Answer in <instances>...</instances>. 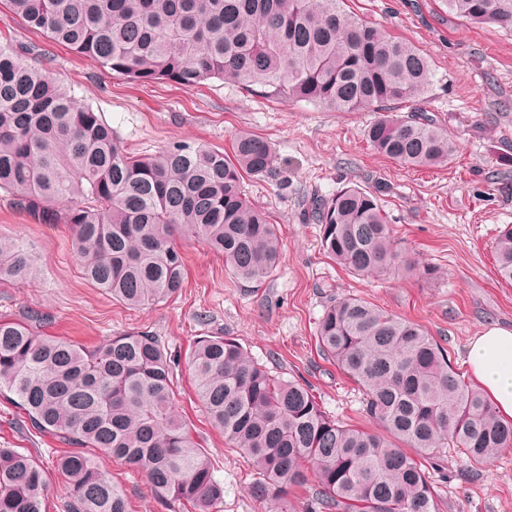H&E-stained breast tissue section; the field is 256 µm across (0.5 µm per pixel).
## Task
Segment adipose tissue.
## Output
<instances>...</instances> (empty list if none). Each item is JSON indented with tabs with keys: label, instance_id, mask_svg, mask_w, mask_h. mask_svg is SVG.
I'll list each match as a JSON object with an SVG mask.
<instances>
[{
	"label": "adipose tissue",
	"instance_id": "1",
	"mask_svg": "<svg viewBox=\"0 0 512 512\" xmlns=\"http://www.w3.org/2000/svg\"><path fill=\"white\" fill-rule=\"evenodd\" d=\"M467 365L499 415L512 420V328L493 325L473 337Z\"/></svg>",
	"mask_w": 512,
	"mask_h": 512
}]
</instances>
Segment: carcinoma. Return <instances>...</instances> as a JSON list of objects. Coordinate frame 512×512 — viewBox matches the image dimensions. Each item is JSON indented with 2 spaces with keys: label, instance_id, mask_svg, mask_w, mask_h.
<instances>
[{
  "label": "carcinoma",
  "instance_id": "1",
  "mask_svg": "<svg viewBox=\"0 0 512 512\" xmlns=\"http://www.w3.org/2000/svg\"><path fill=\"white\" fill-rule=\"evenodd\" d=\"M443 2L471 23L512 30V0ZM6 3L28 27L134 82L268 86L335 112L377 113L366 139L402 166H446L456 153L416 108L433 84L427 57L343 9V0ZM33 54L31 45L0 44V190L36 222L67 225L89 280L132 307L168 300L184 283L178 237L224 256L239 280L275 272L276 227L242 193L244 177L276 174L266 140L241 133L229 155L176 141L135 156ZM384 190L350 185L313 199L323 252L360 276L431 277L433 268L403 256ZM494 249L499 278L512 283L511 224ZM37 275L21 240L0 239V280ZM42 321L36 312L0 319V396H15L33 428L74 447L56 462L68 512H128L99 453L142 473L168 512H218L224 486L179 411L173 361L159 340L131 332L87 349L41 333ZM316 340L361 388L364 413L383 432L329 418L307 385L273 375L231 336L198 337L188 358L198 401L255 473L254 497L280 512H288V488L310 474L317 488L307 512H440L423 461L457 448L478 471L512 447V421L460 378L420 325L352 295L328 303ZM46 493L32 455L0 448V512H42Z\"/></svg>",
  "mask_w": 512,
  "mask_h": 512
}]
</instances>
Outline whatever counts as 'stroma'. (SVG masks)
<instances>
[{"instance_id": "1", "label": "stroma", "mask_w": 512, "mask_h": 512, "mask_svg": "<svg viewBox=\"0 0 512 512\" xmlns=\"http://www.w3.org/2000/svg\"><path fill=\"white\" fill-rule=\"evenodd\" d=\"M345 4L429 58L434 78L423 109L456 144L448 166L407 168L378 154L365 137L370 112H333L219 79L194 88L132 82L29 29L0 2V34L38 45L50 75L101 112L130 151L153 155L170 142L190 141L227 152L242 131L275 149V177L246 178L243 188L278 226L279 268L258 283L239 281L222 256L184 239L181 291L147 308L104 295L81 275L63 225L35 223L0 192V237L22 240L39 271L32 281L0 282V317L42 312L45 334L88 349L126 332L157 336L177 361L174 390L190 431L224 486L220 512L272 507L252 496L251 467L229 449L195 397L187 359L197 336L236 338L273 374L309 384L327 415L366 427L358 386L317 347L316 325L330 299L356 295L420 324L465 380L472 337L494 324L512 326V285L500 280L493 248L498 227L512 224V32L469 24L443 0ZM352 183L368 190L385 186L383 206L395 237L409 259L435 268L433 278L357 277L324 256L319 229L303 213L311 197H331ZM0 448H22L37 458L48 482L43 508L64 512L68 491L55 463L68 444L33 429L24 411L3 397ZM100 464L124 488L129 512H163L144 476L108 456ZM428 472L440 512H512V449L479 473L450 449L433 457Z\"/></svg>"}]
</instances>
